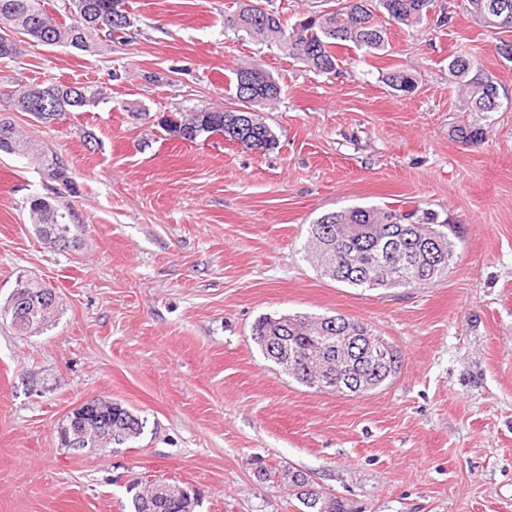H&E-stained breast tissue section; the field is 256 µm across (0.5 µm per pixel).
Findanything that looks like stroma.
<instances>
[{"mask_svg":"<svg viewBox=\"0 0 512 512\" xmlns=\"http://www.w3.org/2000/svg\"><path fill=\"white\" fill-rule=\"evenodd\" d=\"M236 7L128 0L129 42L29 45L0 69L92 96L49 125L13 115L79 186L76 247H50L30 222L29 199L47 193L40 162L0 153V305L21 276L58 297L39 334L0 319V512H130L136 480L179 484L195 512H304L265 475L283 466L348 512H512V63L494 50L512 32L492 38L464 0H434L432 22L390 29L387 52L343 51L319 75L225 31ZM461 49L498 82L497 111H459L448 60ZM252 64L283 88L263 114L273 151L158 126L232 107V72ZM401 64L417 82L407 96L385 82ZM459 124L483 128V142H458ZM414 201L457 227L446 278L365 290L316 271L307 236L321 215ZM273 313L364 322L402 367L362 396L306 387L251 338ZM101 397L144 417L143 435L61 447L67 414Z\"/></svg>","mask_w":512,"mask_h":512,"instance_id":"35a3bbf8","label":"stroma"}]
</instances>
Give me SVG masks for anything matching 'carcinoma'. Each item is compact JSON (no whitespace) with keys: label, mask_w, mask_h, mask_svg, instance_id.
Returning a JSON list of instances; mask_svg holds the SVG:
<instances>
[{"label":"carcinoma","mask_w":512,"mask_h":512,"mask_svg":"<svg viewBox=\"0 0 512 512\" xmlns=\"http://www.w3.org/2000/svg\"><path fill=\"white\" fill-rule=\"evenodd\" d=\"M498 0H465L464 8L493 35L512 29L506 19L493 11ZM431 0H336V4L305 14L289 24L280 13L265 8L262 0H245L224 15V28L243 32L256 42L300 61L309 70L331 74L341 63L339 50L355 48L368 54L386 50L388 27L411 29L428 19ZM69 21L57 22L47 11L44 0H0V62H15L24 54L21 42L30 45L68 46L95 53L131 37L134 26L127 0H69ZM229 86L238 101V111L208 107L190 109L160 120L169 135L195 142L206 135L222 134L227 140L255 142L264 152L277 147L278 137L260 112L278 105L282 87L259 65L233 71ZM392 89L410 94L416 89L411 68L401 65L385 76ZM448 82L454 87L464 112H495L492 96L499 86L478 58L461 51L448 63ZM12 111L25 112L36 122L47 125L68 112H80L91 102L83 86L61 82L17 84L4 93ZM484 132L459 125L452 137L465 144L482 142ZM0 152L20 156L35 155L38 144L20 130L13 119L0 117ZM47 178L55 183L52 196L29 201V217L38 236L61 250L75 246V213L68 198L79 193L72 180L53 160L42 161ZM403 222L391 209L356 205L320 216L309 225L308 245L314 250L323 275L353 288H421L448 274L455 257L456 243L448 224L438 223L437 215L415 204ZM432 237L443 244L434 261H423L420 244ZM16 287L37 300L47 285L35 279H21ZM51 308L34 307L30 314L14 317L11 301L0 314L10 318L20 334L43 330ZM252 340L262 355L297 382L310 388L319 378L330 376L328 390L365 394L384 386L401 368V355L393 344L372 333L365 324L341 314H267L252 327ZM146 421L117 402L98 399L96 415L80 412L60 427L59 440L85 435V449L126 445L139 438ZM297 489L306 512H345L338 500L313 488L311 478L301 471L285 472ZM130 507L133 512H194L196 501L186 489L156 492V485L141 488L133 483Z\"/></svg>","instance_id":"1"}]
</instances>
